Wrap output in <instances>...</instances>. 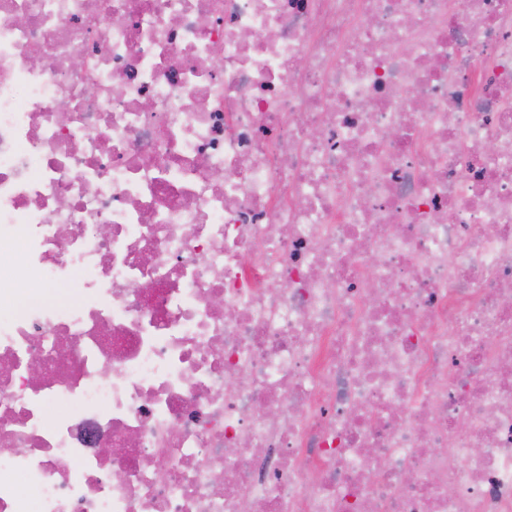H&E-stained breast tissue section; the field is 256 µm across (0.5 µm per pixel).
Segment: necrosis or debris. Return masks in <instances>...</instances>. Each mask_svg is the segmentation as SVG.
I'll list each match as a JSON object with an SVG mask.
<instances>
[{
	"label": "necrosis or debris",
	"mask_w": 512,
	"mask_h": 512,
	"mask_svg": "<svg viewBox=\"0 0 512 512\" xmlns=\"http://www.w3.org/2000/svg\"><path fill=\"white\" fill-rule=\"evenodd\" d=\"M245 502L512 512V0H0V512Z\"/></svg>",
	"instance_id": "4bbe7bcc"
}]
</instances>
